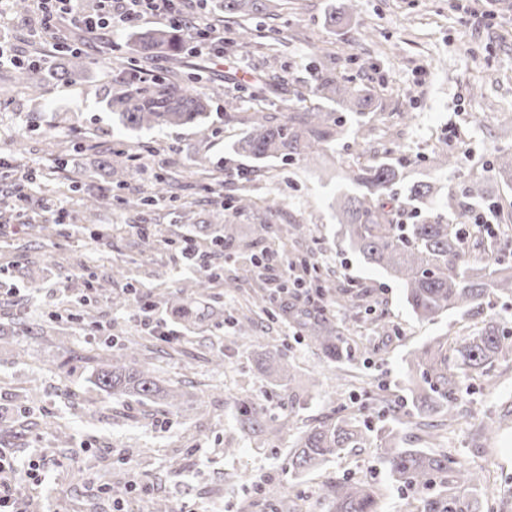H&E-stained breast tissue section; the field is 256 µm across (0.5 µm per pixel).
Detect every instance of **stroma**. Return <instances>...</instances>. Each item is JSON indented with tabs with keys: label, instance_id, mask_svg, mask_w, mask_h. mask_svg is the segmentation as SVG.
I'll use <instances>...</instances> for the list:
<instances>
[{
	"label": "stroma",
	"instance_id": "1",
	"mask_svg": "<svg viewBox=\"0 0 512 512\" xmlns=\"http://www.w3.org/2000/svg\"><path fill=\"white\" fill-rule=\"evenodd\" d=\"M340 2L281 0L276 15L242 22L225 19L223 59L206 49L175 62L155 60L148 75L163 77L174 71L182 77L204 76L214 114L202 126L134 132L116 126L103 97L116 90L118 70L132 57V49L119 34L91 39L75 28L70 34L83 50V75L67 87L46 84L39 97L18 94L12 103L0 104V159L10 160L15 146H22L36 176L35 194L55 200L60 208L74 207L76 198L67 191L72 172L86 173L91 190L108 185L99 164L107 150L116 158L137 153L150 163L152 174L174 181V202L139 214L128 203L144 196L151 179L127 176L118 197L93 211V237L64 223L51 240H35L27 236L22 216L0 226V278L18 288L39 287L36 296H24L9 307L0 304V445L14 449L23 462L34 454L47 458L42 489L49 494L51 512H112V502L102 492L104 483H126L136 473L150 484L141 505L165 499L187 512H242L247 504L251 512H271L273 501L263 492L267 486L294 498L300 512H324L319 487L346 477H366L385 488L387 512H418V501L390 480L375 442L344 449L301 477L288 471V450L299 431L337 410L376 429L393 427L381 408L367 407L360 380L386 387L404 412L413 411L409 354L441 336L462 338L489 315L511 320L512 296L493 299L478 313L417 320L405 304L401 285L355 253L338 224L333 202L345 190L340 169L352 161V137L299 162H256L233 154L231 146L249 126L258 91L264 94L267 114L277 118L317 105L335 112V104H320L310 91V49L322 46L338 77L374 97L368 116L373 133L364 156L401 163L405 183L395 186L396 199H404L405 184L435 183L439 192L426 210L436 214L449 191L479 178L490 199L512 203V184L488 170L493 148H512V0H498L491 9L483 0H358L350 24L333 29L325 16ZM241 25L251 33L250 44L236 40ZM278 28L286 44L278 43ZM0 39L26 59L53 53L50 32L32 13L11 9L1 14ZM230 93L237 100L235 118L228 121L224 112ZM450 146L458 156L456 168L435 169L436 153ZM244 194L257 207L236 212L234 201ZM272 197L282 201L273 219L277 231L260 241L255 229L265 211L259 203ZM201 222L234 224L241 245L219 255L198 240L220 281L199 299L205 318L193 331H179L171 311L162 312L179 335L169 343L153 339L148 361L184 391L181 413L106 400L98 401L96 413H89L87 358L106 341L119 345L142 335L138 311L110 305L99 294L90 296L103 327L99 336L56 319V312L75 309L77 298L87 294V275L111 277L119 266L128 276L114 279L116 293L134 287L155 295L200 276V269L183 264L180 242ZM247 243L252 246L248 252L243 249ZM264 250L287 259L309 254L322 278L353 284L377 299L379 324H348L355 350L351 363L341 366L324 359L282 319L262 313L247 320L245 300L254 282L228 288L223 281L233 276L247 253ZM148 268L162 271V278L145 276ZM59 271L73 275L70 296L52 294L49 288ZM16 311L32 321L52 320L56 335H13L8 322ZM243 331L256 336L252 347L242 346ZM273 348L295 367L291 386H272L258 369V353ZM216 350L224 353L220 370L208 361ZM491 374L496 379L492 389L483 379L472 380L462 405L468 420L446 434L440 447L485 476L481 512H512V429L490 436L483 431L512 404V359L497 362ZM248 398L263 399L271 416L287 418L284 432L272 439L242 433L235 402ZM46 414L69 426L79 447L76 457H62L52 434L33 428V421ZM129 448L139 453L132 471L120 462ZM85 463L99 473L94 483L75 476Z\"/></svg>",
	"mask_w": 512,
	"mask_h": 512
}]
</instances>
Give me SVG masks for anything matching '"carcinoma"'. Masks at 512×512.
I'll return each instance as SVG.
<instances>
[{"label":"carcinoma","instance_id":"cac0c4a2","mask_svg":"<svg viewBox=\"0 0 512 512\" xmlns=\"http://www.w3.org/2000/svg\"><path fill=\"white\" fill-rule=\"evenodd\" d=\"M219 11L229 16L247 17L267 13L269 0H222ZM137 56L127 62L126 77L120 92L107 100L119 125L128 131L143 127L199 126L210 116L211 97L205 92L203 76L187 79L168 78L145 81L142 63L159 56L177 60L190 50L191 40L178 26L136 30L129 33ZM82 51L70 39L55 44L52 59L36 54L23 64L14 66L15 79L21 88L37 93L41 75L56 82L70 83L78 71ZM312 93L349 112L360 114L374 108V98L346 84L336 76V69L322 66L313 74ZM258 103L256 121L233 146V152L257 161L282 157L302 160L324 148L344 132V120L317 108L290 112L283 120L270 119ZM496 176L512 181V150L499 149L490 165ZM347 179L354 192L344 195L338 204L339 224L350 245L367 262L378 265L398 279L404 288L406 302L419 320H433L448 313L467 314L482 306L491 295L512 293V210L500 204L497 224H473L468 199L482 197L481 182L470 181L461 193L448 192L444 206L455 218L449 224L439 217L417 219L395 202L392 188L402 180L399 168L389 163L356 159L348 165ZM170 182L157 175L150 191L136 206L150 208L170 199ZM409 199L434 197V186L417 182L408 189ZM87 213L112 201V189L98 196L80 198ZM60 223L55 216H42L31 223V234L37 238L51 236L52 225ZM234 225L226 224L211 231V244L221 252L234 245ZM210 279L198 278L178 287L176 312L187 325L199 320L187 293L204 294ZM316 288L327 301L340 308H353L351 287L337 288L316 279ZM314 348L325 356L343 363L352 356L337 326L325 310L292 309L279 312ZM22 335L40 336L44 325L16 315ZM512 331L492 318L460 341L448 342L443 337L410 353V366L415 374L413 401L418 408L416 429L431 440L448 431L456 419L458 404L468 393L469 381L485 378L501 359L512 356ZM260 370L277 385L294 380L292 365L280 351H267L258 358ZM90 389L106 396L117 405L130 400L167 408L176 415L181 411L182 393L178 387L161 379L140 358L139 342L121 344L119 353L96 360L89 367ZM238 424L245 434L275 437L281 430L278 419L267 414L260 402L243 401L238 408ZM380 458L393 482L424 497V512H479L475 499L460 492L474 487L478 475L454 454L443 451L427 453L408 448L407 437L391 429H382ZM369 436L357 418L329 416L300 431L289 451L288 468L296 475L320 468L344 448H361ZM319 498L326 501L329 512H386L382 488L365 478H344L322 488Z\"/></svg>","mask_w":512,"mask_h":512}]
</instances>
